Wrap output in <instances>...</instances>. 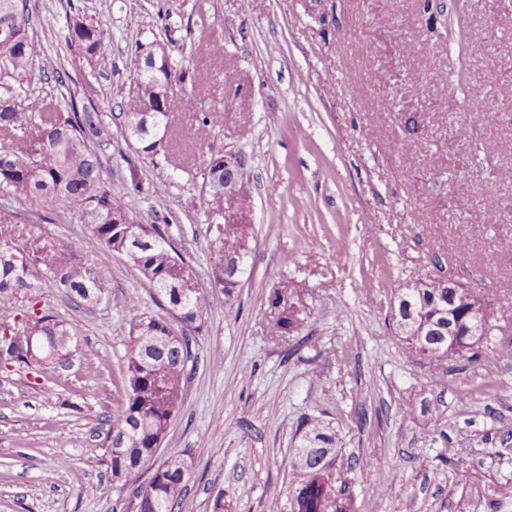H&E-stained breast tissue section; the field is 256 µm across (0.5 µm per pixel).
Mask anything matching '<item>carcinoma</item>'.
<instances>
[{
	"mask_svg": "<svg viewBox=\"0 0 512 512\" xmlns=\"http://www.w3.org/2000/svg\"><path fill=\"white\" fill-rule=\"evenodd\" d=\"M13 30V44H0V69L22 77L28 75L40 56V46L29 36L27 0H0V26ZM108 36L100 23L75 21L68 27L67 44L88 58L96 54ZM150 111V123L168 128L169 113L159 111L149 89L133 92L118 115L124 137L133 140L149 157L159 154L149 135L128 131L126 117L132 112ZM93 134L102 141L97 153L84 149V140ZM112 146V122L89 102L75 98L61 105L44 103L38 112L16 110L10 89L0 95V197L25 200L28 211L49 223L53 211H73L80 223L89 227L91 241L105 259L122 258L130 267L149 269L155 281L149 282L155 294L168 304L182 309V318L172 322L138 315L132 320L131 337L126 346L122 369L125 397L121 410L107 418L109 428L103 440L107 448V466L113 480L133 490L141 501V512H180L187 479L183 460L174 458L158 483L142 480L145 460L161 446L162 434L182 404L191 360L189 331L195 328L196 314L204 307L198 293L175 291L180 275L189 268L177 263L173 249L158 225H152L155 241L129 243V227L112 223V216H128L125 198L112 191L103 175L101 153ZM223 156L215 157L206 180L217 208L231 211L233 199L224 196ZM253 227L231 224L224 228L221 251L249 247ZM53 274L55 287L74 306L90 307L99 300L100 288L76 251L65 242L44 244L28 249L18 240L0 237V333L11 336V351L0 357V367L31 364L28 343L31 337L52 336L63 354H42L44 363H62L78 351L80 328L76 323L56 319L38 305V273ZM443 277H428L433 287L417 292L402 284L394 289L396 317L405 324L403 335L408 344L432 352H448V314L470 309V301L456 300L453 311L440 302L439 283ZM479 332L477 349L459 355L470 364L482 361L484 349L495 342L501 349L512 348V335L504 337L494 327L484 329V317L474 313ZM299 448L292 457L293 468L303 477L295 488L292 512H355L353 501L340 498L346 488L344 473L329 470L326 449L334 439L315 419L306 421ZM127 432L122 446L115 447L112 433L120 427Z\"/></svg>",
	"mask_w": 512,
	"mask_h": 512,
	"instance_id": "carcinoma-1",
	"label": "carcinoma"
}]
</instances>
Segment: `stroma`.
Segmentation results:
<instances>
[{"label": "stroma", "mask_w": 512, "mask_h": 512, "mask_svg": "<svg viewBox=\"0 0 512 512\" xmlns=\"http://www.w3.org/2000/svg\"><path fill=\"white\" fill-rule=\"evenodd\" d=\"M45 48L12 78L17 111L74 94L119 113L133 60L166 48L183 72L167 157L112 127L102 157L130 219L159 225L190 264L205 307L190 335L183 404L154 459L191 468L181 512H291L302 424L335 438L357 512H471L512 483V351L471 365L421 360L391 320L392 291L442 272L497 304L512 301V0H28ZM57 18L54 28L43 16ZM107 24L93 60L66 47L69 21ZM67 73L65 85L55 71ZM481 78L479 97L467 89ZM194 97L184 108L182 95ZM210 112L223 122L201 135ZM243 161L254 239L232 295L214 287L224 236L205 173L219 154ZM137 167L140 190L128 182ZM164 192H157V185ZM496 191L500 206L483 199ZM0 198V226L67 242L100 281L79 309L39 274L41 304L79 324L65 365L0 368V512H127L129 488L105 463L104 417L124 398L131 318L168 317L134 269L101 263L69 214L26 220ZM467 241L460 259L456 247ZM497 264H489L487 255ZM441 267H434L432 256ZM287 290L300 321L271 333ZM223 363L214 367L212 355Z\"/></svg>", "instance_id": "35a3bbf8"}]
</instances>
